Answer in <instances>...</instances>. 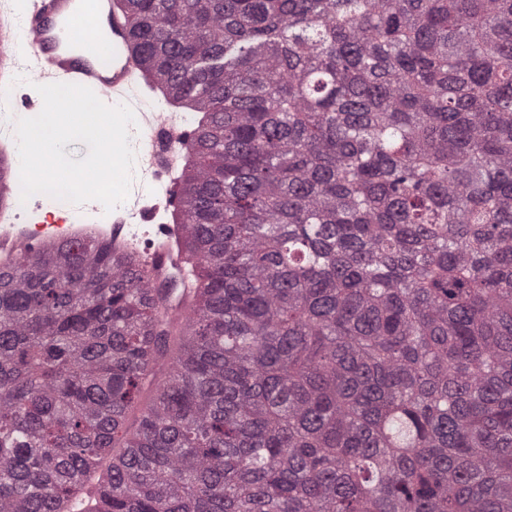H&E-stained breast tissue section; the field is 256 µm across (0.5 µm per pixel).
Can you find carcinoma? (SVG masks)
Wrapping results in <instances>:
<instances>
[{
    "label": "carcinoma",
    "instance_id": "carcinoma-1",
    "mask_svg": "<svg viewBox=\"0 0 512 512\" xmlns=\"http://www.w3.org/2000/svg\"><path fill=\"white\" fill-rule=\"evenodd\" d=\"M121 3L187 276L0 269V512H512V0Z\"/></svg>",
    "mask_w": 512,
    "mask_h": 512
}]
</instances>
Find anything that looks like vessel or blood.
Segmentation results:
<instances>
[{"instance_id": "vessel-or-blood-1", "label": "vessel or blood", "mask_w": 512, "mask_h": 512, "mask_svg": "<svg viewBox=\"0 0 512 512\" xmlns=\"http://www.w3.org/2000/svg\"><path fill=\"white\" fill-rule=\"evenodd\" d=\"M131 19L119 0H27L15 24L0 22V76L12 71L18 39H26L31 53L26 67L29 82L73 83L91 88L104 103L126 104L143 122L130 134L135 164L144 178L161 182L165 162L172 149L189 148L193 127L180 123L173 112L157 109L165 99L163 85L142 74L131 49ZM20 179L14 147L0 145V212L11 208L15 182ZM151 226L149 245L139 248L126 238L124 229L132 220ZM184 228L157 223L154 209L142 207L115 212L96 235L127 249H142L154 266L157 280L172 276L176 246ZM86 231L78 227L72 211L60 216L38 217L32 224L0 225V267H10L18 257L42 249L48 243L83 241Z\"/></svg>"}]
</instances>
